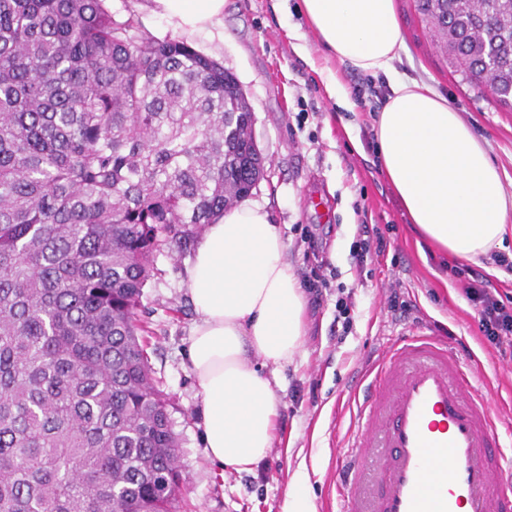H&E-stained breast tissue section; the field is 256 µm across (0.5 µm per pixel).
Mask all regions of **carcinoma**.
<instances>
[{
    "label": "carcinoma",
    "mask_w": 512,
    "mask_h": 512,
    "mask_svg": "<svg viewBox=\"0 0 512 512\" xmlns=\"http://www.w3.org/2000/svg\"><path fill=\"white\" fill-rule=\"evenodd\" d=\"M512 109V0H416ZM235 78L106 0H0V512H173L178 439L137 310L153 253L264 173Z\"/></svg>",
    "instance_id": "carcinoma-1"
}]
</instances>
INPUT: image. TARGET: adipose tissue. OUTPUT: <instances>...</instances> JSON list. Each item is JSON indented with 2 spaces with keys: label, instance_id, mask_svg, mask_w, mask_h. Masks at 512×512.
I'll return each mask as SVG.
<instances>
[{
  "label": "adipose tissue",
  "instance_id": "ef3b65f1",
  "mask_svg": "<svg viewBox=\"0 0 512 512\" xmlns=\"http://www.w3.org/2000/svg\"><path fill=\"white\" fill-rule=\"evenodd\" d=\"M324 48L389 92L373 125L381 171L410 223L442 250L473 260L512 238V194L484 141L447 98L398 77L406 50L396 0H302ZM151 13L193 35L221 22L224 0H150ZM278 225L251 201L224 211L196 244L187 291L198 315L188 349L201 392L208 459L247 472L274 444L278 398L256 360L291 362L305 335L303 289Z\"/></svg>",
  "mask_w": 512,
  "mask_h": 512
}]
</instances>
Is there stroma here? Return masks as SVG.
<instances>
[{"mask_svg":"<svg viewBox=\"0 0 512 512\" xmlns=\"http://www.w3.org/2000/svg\"><path fill=\"white\" fill-rule=\"evenodd\" d=\"M146 0H108L115 19H134L158 40L177 38L166 19L152 15ZM406 51L399 76L424 82L445 96L485 140L504 188L512 192V111L490 93L462 80L432 41L415 0H397ZM305 35L303 45L289 29ZM187 43L238 79L254 112L253 133L266 158L265 175L249 199L265 208L286 243L285 258L296 277L320 269L333 273L321 304L306 309V336L293 362L261 367L279 399L275 441L252 471L220 470L206 458L201 396L187 352L197 315L187 290L191 249L156 252L138 317L144 327L152 376L168 402L179 441L180 490L176 512H283L289 484L301 460L316 462L311 478L317 512H338L335 460L352 426L351 393L366 366L390 339L404 331L448 337L477 369L475 383L489 398L499 438L512 445V354L490 347L478 330V315L463 293V279L450 272L455 259L422 240L380 172L373 116L388 87L383 78L327 57L302 10L301 0H225L221 25L190 35ZM334 72L346 91H363L365 107L350 109L330 98L323 75ZM378 228L384 254L356 267V226ZM320 225L317 249H308L302 227ZM400 284L413 306L393 317L385 304L390 284ZM351 295V326L336 334V298Z\"/></svg>","mask_w":512,"mask_h":512,"instance_id":"35a3bbf8","label":"stroma"}]
</instances>
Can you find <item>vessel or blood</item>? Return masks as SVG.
Returning <instances> with one entry per match:
<instances>
[{"mask_svg":"<svg viewBox=\"0 0 512 512\" xmlns=\"http://www.w3.org/2000/svg\"><path fill=\"white\" fill-rule=\"evenodd\" d=\"M368 374L336 459L341 512H512L496 419L446 340L399 337Z\"/></svg>","mask_w":512,"mask_h":512,"instance_id":"b4317fda","label":"vessel or blood"}]
</instances>
